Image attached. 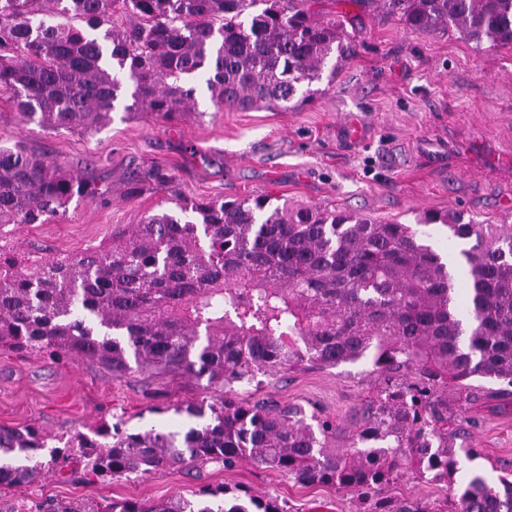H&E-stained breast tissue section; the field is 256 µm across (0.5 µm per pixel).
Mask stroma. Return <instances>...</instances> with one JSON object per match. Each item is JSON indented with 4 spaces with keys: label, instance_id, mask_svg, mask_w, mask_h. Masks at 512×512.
<instances>
[{
    "label": "stroma",
    "instance_id": "stroma-1",
    "mask_svg": "<svg viewBox=\"0 0 512 512\" xmlns=\"http://www.w3.org/2000/svg\"><path fill=\"white\" fill-rule=\"evenodd\" d=\"M313 9L341 24L355 52L335 80L319 82L292 109L219 108L200 80L193 85V110L173 122L119 108L96 130H48L0 96V143H22L113 191L105 206L76 198L45 223L0 226V248L43 258L76 255L181 201L259 194L351 210L377 223L412 224L423 212L453 210L482 224L512 225V175L490 179L483 172L486 156L512 157V48L479 52L452 32L410 31L387 17L379 0H317ZM350 116L365 129L357 144L343 141L339 131ZM427 139L450 142V171L427 167L421 157ZM153 166L167 171L166 184L149 185L134 198L120 195L128 177ZM382 381L364 361L305 364L263 376L259 387L240 388L237 396L295 404L331 418L340 430L336 445L343 448L364 425ZM471 385L469 401L448 394L449 416L478 452L460 476H482L495 488L512 471V395L491 379L475 378ZM212 394L205 381L188 376L135 371L117 378L86 359L0 350V426L32 425L66 439L105 422L181 433L197 420L175 413L172 404ZM205 485L277 499L285 512L358 510L350 491L304 486L247 460L230 470L209 464L90 483L50 474L6 495L158 501L193 498ZM385 493L438 508L453 496L445 481L411 474Z\"/></svg>",
    "mask_w": 512,
    "mask_h": 512
}]
</instances>
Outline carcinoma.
<instances>
[{"label":"carcinoma","instance_id":"cac0c4a2","mask_svg":"<svg viewBox=\"0 0 512 512\" xmlns=\"http://www.w3.org/2000/svg\"><path fill=\"white\" fill-rule=\"evenodd\" d=\"M408 29H453L473 48H512V0H379ZM70 15L85 23H53ZM352 42L308 0H0V92L21 114L55 130L97 129L115 103L174 121L189 111L182 83L205 78L218 107L289 108L302 84L329 78ZM156 167L123 194L163 185ZM108 190L22 144L0 145V224H41L74 197L107 202ZM75 256L0 253V348L95 359L114 376L132 371L207 379L212 403L174 406L210 419L183 441L117 423L78 433L47 461L36 428L0 426V489L47 474L80 481L158 470L230 468L248 460L304 485L353 491L359 512H437L420 500L381 496L410 472L455 483L472 448L448 442L442 397L474 377L512 387V233L432 212L415 224L274 203L269 195L184 202ZM475 243L444 256L429 228ZM371 360L384 376L367 424L336 447V423L296 405L237 399L235 387L305 362ZM501 489L471 477L443 512H512ZM228 489L204 487L202 504L114 500L88 507L0 496V512H284Z\"/></svg>","mask_w":512,"mask_h":512}]
</instances>
